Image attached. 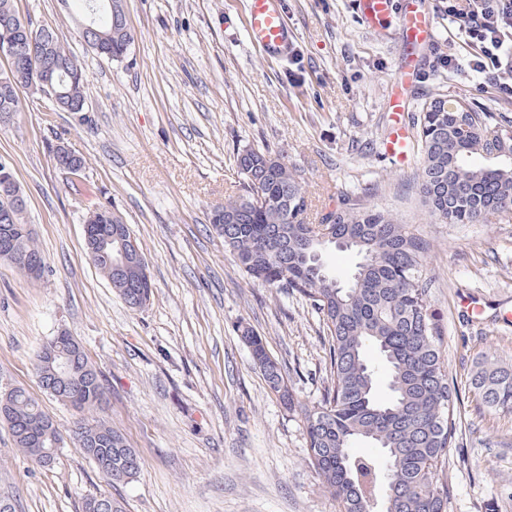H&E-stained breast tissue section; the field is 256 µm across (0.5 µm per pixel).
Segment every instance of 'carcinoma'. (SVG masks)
<instances>
[{
	"instance_id": "carcinoma-1",
	"label": "carcinoma",
	"mask_w": 512,
	"mask_h": 512,
	"mask_svg": "<svg viewBox=\"0 0 512 512\" xmlns=\"http://www.w3.org/2000/svg\"><path fill=\"white\" fill-rule=\"evenodd\" d=\"M105 42L113 60L129 45L112 40V19L102 13ZM55 82L67 101L86 109V74L74 80L66 72ZM460 111H426L417 131L418 180L430 213L450 224H481L512 210V129L492 112L464 100ZM242 193L224 202V223L212 224L224 246L253 280L300 294L322 315L330 335L332 387L322 403L304 412L309 462L335 498L339 512H447L448 480L439 478L456 431L455 388L441 358L438 319L429 301L430 280L423 269L428 244L391 214L356 201L328 217L325 228L334 246L360 257L352 282L336 284L329 274L309 267L305 254L317 249L312 225L302 221L307 201L296 171L270 153L255 151L237 158ZM12 248L41 255L30 234H16ZM96 268L129 307L151 289L106 264ZM241 339L249 347L271 391L287 408L294 402L282 366L270 356L262 337L248 327ZM372 347L389 369L390 395L375 394L374 374L365 360ZM79 384L69 404L91 415L74 435L89 458L109 449L112 487L132 482L141 470L138 452L112 425L93 416L103 409L105 391L96 368L83 354L74 362ZM471 385L490 410L512 409V366L487 361ZM0 424L10 430L16 448L39 466L57 459L55 422L38 399L23 388L0 396ZM368 441L380 448L385 467L355 457L350 448ZM105 512H125L110 495L86 497L82 512L95 499Z\"/></svg>"
}]
</instances>
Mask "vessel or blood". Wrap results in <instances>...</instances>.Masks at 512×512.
Wrapping results in <instances>:
<instances>
[{"label": "vessel or blood", "instance_id": "b4317fda", "mask_svg": "<svg viewBox=\"0 0 512 512\" xmlns=\"http://www.w3.org/2000/svg\"><path fill=\"white\" fill-rule=\"evenodd\" d=\"M360 15L371 27L396 24L398 35L408 53L405 57L409 73L419 67L418 47L431 38L425 15L416 0H357ZM246 26L259 49L269 57H284L292 53L288 21L276 0H247ZM391 129L383 142V152L396 165H404L411 152V136L405 114V101L400 94L390 99Z\"/></svg>", "mask_w": 512, "mask_h": 512}]
</instances>
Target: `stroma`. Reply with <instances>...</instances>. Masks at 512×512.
<instances>
[{
	"label": "stroma",
	"mask_w": 512,
	"mask_h": 512,
	"mask_svg": "<svg viewBox=\"0 0 512 512\" xmlns=\"http://www.w3.org/2000/svg\"><path fill=\"white\" fill-rule=\"evenodd\" d=\"M279 2L291 56L268 59L249 39L246 0H124L134 40L111 61L79 38L63 0H13L19 16L54 28L88 77L86 112L54 111L24 90L21 112L0 122V160L24 191L46 260L37 280L0 260V394L25 388L65 435L47 470L0 425V491L18 512H82L99 493L123 499L126 512H337L308 462L303 420L331 385L322 317L299 294L253 281L210 226L240 190L245 148L297 169L308 223L350 198L428 243L429 300L459 396L448 512H512V410L486 408L471 386L483 361L512 365V211L446 223L425 207L416 165L398 169L380 154L396 80L413 132L439 94L511 124L512 100L484 79L431 69L434 48L463 49L446 0H420L432 40L407 77L398 34L366 28L356 0ZM59 144L83 157L80 175L56 167ZM95 205L119 214L141 247L152 281L142 308H129L88 258L83 220ZM469 297L479 304L471 314L460 306ZM245 326L284 367L293 408L254 365ZM61 332L100 371L103 417L141 457L129 484H108L73 435L80 413L39 385L36 355Z\"/></svg>",
	"instance_id": "stroma-1"
}]
</instances>
